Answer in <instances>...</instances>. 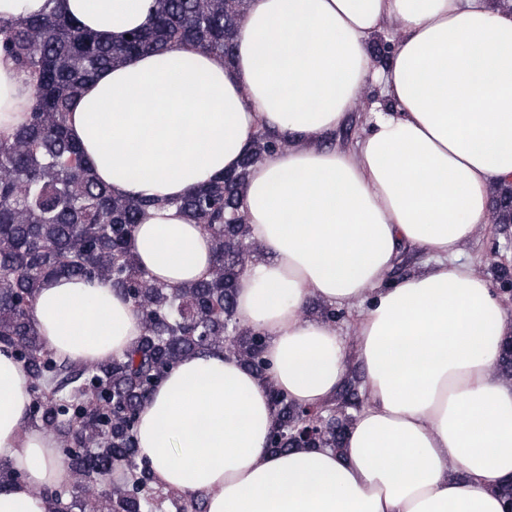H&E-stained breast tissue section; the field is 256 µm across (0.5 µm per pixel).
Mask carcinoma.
I'll return each instance as SVG.
<instances>
[{
    "mask_svg": "<svg viewBox=\"0 0 512 512\" xmlns=\"http://www.w3.org/2000/svg\"><path fill=\"white\" fill-rule=\"evenodd\" d=\"M246 0H156L153 24L116 46L103 42L56 9L37 17L0 16V51L33 82L34 106L9 140H0V344L26 369L34 399L31 423L62 443L80 480L121 473L95 508L72 490L50 495L51 512H152L154 478L137 461L135 425L141 403L181 360L205 350L234 356L269 378L265 339L237 321L235 284L255 250L249 225L237 224L240 186L249 168L280 147L260 131L239 170L204 181L176 206L212 238L214 267L181 288L154 281L131 249L132 231L157 205L112 195L73 140L69 107L99 71L133 53L165 54L183 43L234 53ZM100 280L120 291L137 312L142 333L121 359L80 366L48 349L31 308L45 281L57 276ZM277 422L270 447L287 449L288 432L325 418L334 407L300 408L270 387ZM336 424L319 428L317 448H337Z\"/></svg>",
    "mask_w": 512,
    "mask_h": 512,
    "instance_id": "cac0c4a2",
    "label": "carcinoma"
}]
</instances>
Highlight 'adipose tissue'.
Masks as SVG:
<instances>
[{"instance_id": "1", "label": "adipose tissue", "mask_w": 512, "mask_h": 512, "mask_svg": "<svg viewBox=\"0 0 512 512\" xmlns=\"http://www.w3.org/2000/svg\"><path fill=\"white\" fill-rule=\"evenodd\" d=\"M101 40L147 27L155 0H59ZM398 37L375 68L371 37ZM100 71L67 115L116 196L153 197L132 249L154 280L205 277L210 236L173 207L239 168L257 133L288 142L250 169L241 192L266 254L243 271L237 316L266 338L270 381L206 351L179 363L141 404L139 460L158 486L203 496L206 512H505L512 481V383L501 379L512 312L454 255L489 221L493 184L512 182V11L489 0H248L233 59L191 44ZM387 102L355 148L321 146L370 81ZM33 89L0 53V138L25 123ZM432 258L385 284L403 245ZM357 309L351 329L366 402L339 448L272 451L270 387L326 405L346 339L303 318L306 301ZM32 318L75 363L122 358L141 331L108 284L49 281ZM21 363L0 346V462L21 475L0 512H48L71 472L57 442L26 423Z\"/></svg>"}]
</instances>
